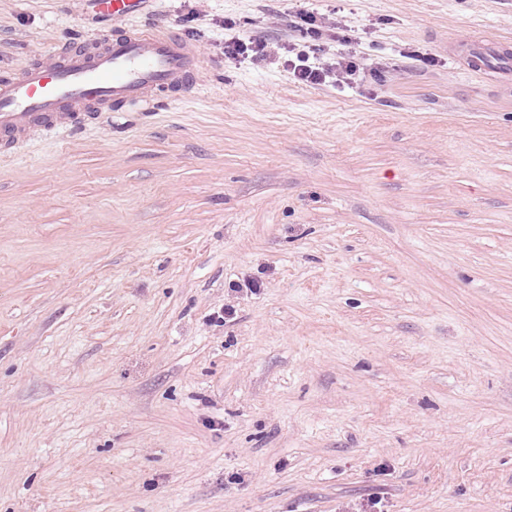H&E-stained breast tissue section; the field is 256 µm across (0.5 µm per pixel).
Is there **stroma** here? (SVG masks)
<instances>
[{
  "label": "stroma",
  "instance_id": "1",
  "mask_svg": "<svg viewBox=\"0 0 512 512\" xmlns=\"http://www.w3.org/2000/svg\"><path fill=\"white\" fill-rule=\"evenodd\" d=\"M134 22L196 47L191 96L0 155V512H512V64L466 69L512 0ZM114 26L0 0V78ZM268 43L264 40L231 39L224 43V53L229 56L244 55L252 52L257 57L266 56ZM310 57L299 53L296 61H289L293 75L296 79L311 85H320L327 81L336 84L352 80L358 71V65L352 55L339 56L336 63L321 67L319 64L309 62Z\"/></svg>",
  "mask_w": 512,
  "mask_h": 512
}]
</instances>
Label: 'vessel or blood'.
Returning a JSON list of instances; mask_svg holds the SVG:
<instances>
[{
    "label": "vessel or blood",
    "mask_w": 512,
    "mask_h": 512,
    "mask_svg": "<svg viewBox=\"0 0 512 512\" xmlns=\"http://www.w3.org/2000/svg\"><path fill=\"white\" fill-rule=\"evenodd\" d=\"M141 0H94L120 29L93 45L60 46L17 75L0 79V140L19 149L35 129L63 133L155 96L183 98L198 83V58L186 40L166 30L129 28Z\"/></svg>",
    "instance_id": "1"
}]
</instances>
